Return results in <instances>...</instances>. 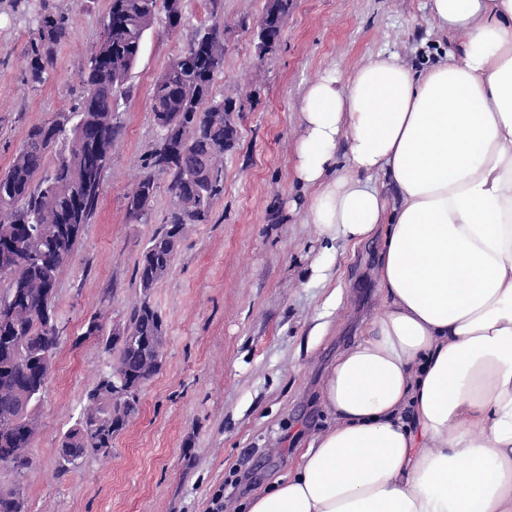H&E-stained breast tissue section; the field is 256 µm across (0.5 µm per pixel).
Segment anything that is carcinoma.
I'll list each match as a JSON object with an SVG mask.
<instances>
[{
  "mask_svg": "<svg viewBox=\"0 0 512 512\" xmlns=\"http://www.w3.org/2000/svg\"><path fill=\"white\" fill-rule=\"evenodd\" d=\"M154 0H110L103 23V39L108 55L98 61L87 58L79 74L84 89L74 112H58L46 123L28 131L7 171L0 176V228L10 225L9 235L0 239V251L23 255L34 253L22 278L5 289L14 297L26 317L0 329V465L21 472L29 468L30 456L16 453L29 448L32 436L15 422L22 401L38 409L45 389L44 358H55L60 336L55 317H44L39 289L56 285L63 259L70 256L78 237L65 238L60 232L62 215L69 208L82 212L87 224L95 214L99 194L82 187L96 148L110 162L112 142L119 125H104L101 118L112 111L113 100L123 86L141 51L144 33L157 20ZM69 35L64 19L49 12L39 20V42L32 47L28 82L40 84L47 67L53 64L55 48ZM223 43L219 26L195 34L188 50L170 62L152 88L153 115H164L161 137L151 155L150 167L170 179L174 209L170 223L163 225L148 242L137 267L143 300L128 313L131 333L122 342L107 337L105 348L111 355L108 370L87 392L84 409L110 416L123 412L130 419L137 412L142 387L151 378L143 364L157 336L164 332L163 320L149 302L154 285L167 275L175 253L174 240L184 224H202L210 216L217 195L195 201L194 209L181 205L188 191L187 168L166 158L170 151L185 150L186 161L197 172L224 181V152L235 147L238 127L234 117L224 115V100L209 97L215 74L222 69L210 55L205 41ZM59 155L55 165L45 167L46 157ZM157 185L150 173L142 175L126 195V208L141 205L142 196L155 195ZM134 388L137 395L122 400L107 385ZM126 427L117 422L104 439L78 420L63 436L62 444L86 448L90 456L112 454V441ZM0 512H25V499L19 486L0 487Z\"/></svg>",
  "mask_w": 512,
  "mask_h": 512,
  "instance_id": "1",
  "label": "carcinoma"
}]
</instances>
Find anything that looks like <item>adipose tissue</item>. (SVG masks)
<instances>
[{
    "label": "adipose tissue",
    "mask_w": 512,
    "mask_h": 512,
    "mask_svg": "<svg viewBox=\"0 0 512 512\" xmlns=\"http://www.w3.org/2000/svg\"><path fill=\"white\" fill-rule=\"evenodd\" d=\"M429 21L447 45L421 71L380 54L305 90L312 277L378 241L383 307L328 371L334 424L247 512H512V0Z\"/></svg>",
    "instance_id": "1"
}]
</instances>
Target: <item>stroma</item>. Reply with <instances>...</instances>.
<instances>
[{
  "mask_svg": "<svg viewBox=\"0 0 512 512\" xmlns=\"http://www.w3.org/2000/svg\"><path fill=\"white\" fill-rule=\"evenodd\" d=\"M110 0H0V174L28 129L78 104L79 73L103 31ZM429 0H293L282 42L254 59L252 30L265 0H182L183 23H157L143 38L120 108V131L102 177L100 205L61 270L53 302L60 347L39 407L41 428L24 474L0 467V485L21 484L26 512H211L223 491L230 512L296 466L311 439L333 422L320 405L327 370L360 340L383 301L375 244L336 247L338 292L310 278L323 242L292 202L300 106L324 71L348 77L378 53L408 68L434 52ZM67 22L68 38L39 86L28 83L31 43L42 6ZM219 25L224 68L215 95H230L239 138L224 156V190L207 222L184 225L168 275L149 296L165 326L161 371L145 385L140 409L115 437L108 458L59 466L64 432L105 370L102 337L143 294L137 264L169 223L167 175L141 223L124 196L143 173L159 136L151 92L197 29Z\"/></svg>",
  "mask_w": 512,
  "mask_h": 512,
  "instance_id": "obj_1",
  "label": "stroma"
}]
</instances>
